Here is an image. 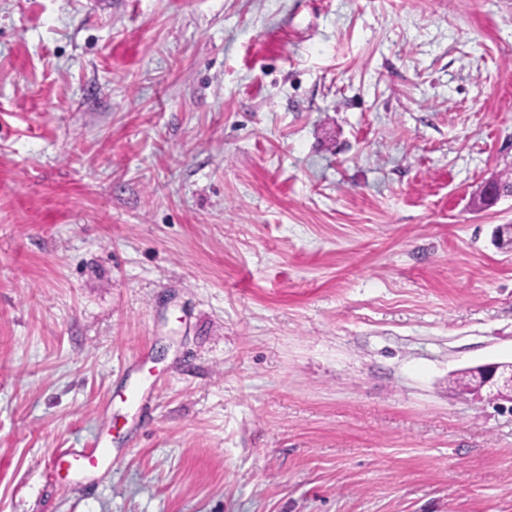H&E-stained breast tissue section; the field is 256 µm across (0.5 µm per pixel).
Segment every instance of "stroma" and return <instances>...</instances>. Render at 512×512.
Returning <instances> with one entry per match:
<instances>
[{
	"label": "stroma",
	"mask_w": 512,
	"mask_h": 512,
	"mask_svg": "<svg viewBox=\"0 0 512 512\" xmlns=\"http://www.w3.org/2000/svg\"><path fill=\"white\" fill-rule=\"evenodd\" d=\"M510 172L512 0H0V512H512ZM512 363L492 364L484 368L483 381L480 390L486 389L487 394L504 395L501 383L508 378L506 383L512 388ZM479 390V391H480ZM112 460V448L98 439L92 448L70 449L53 460L59 470L68 475L80 476L89 470L109 465Z\"/></svg>",
	"instance_id": "stroma-1"
}]
</instances>
